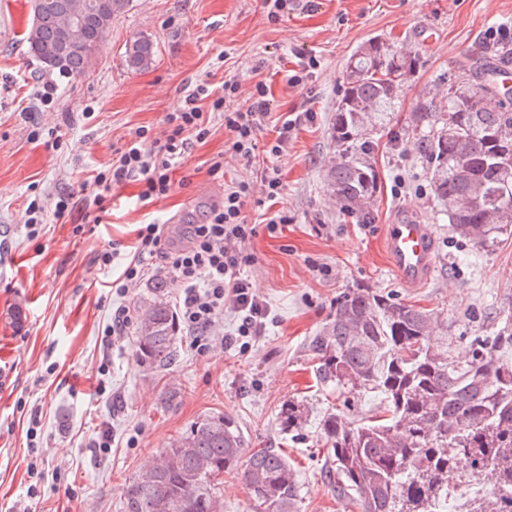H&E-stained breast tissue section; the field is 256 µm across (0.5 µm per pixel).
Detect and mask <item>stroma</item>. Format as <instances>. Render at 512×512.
I'll return each mask as SVG.
<instances>
[{
    "instance_id": "1",
    "label": "stroma",
    "mask_w": 512,
    "mask_h": 512,
    "mask_svg": "<svg viewBox=\"0 0 512 512\" xmlns=\"http://www.w3.org/2000/svg\"><path fill=\"white\" fill-rule=\"evenodd\" d=\"M29 10V0H0V512H123L128 481L192 422L217 414L239 429L244 455L276 448L287 456L300 484L297 512H344L325 478L320 420L341 408L360 423L382 415L385 402L366 393L346 407L319 381L313 341L337 298L364 285L433 310L462 351L471 337L498 330L491 309L512 300V235L478 245L439 219L416 135L379 136L382 192L370 222L329 199L330 128L345 65L376 36L418 56L407 112L420 95L442 96L450 75L512 89V80L494 72L484 37L489 28L512 26V0H288L275 21L261 0H132L88 72L71 78L42 72L29 58ZM137 36L156 46L144 71L124 63L125 46ZM297 73L304 83L289 84ZM201 78L218 95L226 80L236 81L239 107L257 82L270 86L272 122L260 143L274 141L282 116L303 114L287 154L274 160L288 222L274 233L258 224L247 244L253 261L246 273L273 320L243 355L219 347L199 354L188 333H179L175 361L151 368L136 360L135 334L115 342L103 330L119 305L137 315L155 295L174 301L178 287L162 271L127 297L114 296L112 267L101 256L116 244L129 253L136 225L171 233L203 222L223 180L252 177L253 164L228 156L230 135L218 121L204 142L189 146L167 197L141 201L139 183L126 182L108 193L101 223L81 226L58 223L54 204L62 195L85 198L86 181L110 166L138 128L160 136L184 87ZM48 86L54 107L36 111ZM38 123L55 135L31 138ZM221 155L218 180L208 168ZM34 199L44 206V222L32 233L22 213ZM405 212L429 225L435 243L434 270L416 286L397 278L383 248L384 224ZM317 263L329 275L314 271ZM291 401L308 408L293 433L278 419ZM105 432L111 449L104 453L93 443Z\"/></svg>"
}]
</instances>
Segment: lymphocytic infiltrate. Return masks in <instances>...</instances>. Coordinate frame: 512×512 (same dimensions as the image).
Listing matches in <instances>:
<instances>
[{
	"label": "lymphocytic infiltrate",
	"mask_w": 512,
	"mask_h": 512,
	"mask_svg": "<svg viewBox=\"0 0 512 512\" xmlns=\"http://www.w3.org/2000/svg\"><path fill=\"white\" fill-rule=\"evenodd\" d=\"M238 90V84L231 80L225 81L220 96L214 95L206 80L188 85L181 106L167 117L164 138L152 141L147 130H136L110 167L95 175L94 204L102 205L113 184L135 177L143 184L142 201L167 196L173 186L171 175L190 140H205L217 118L223 120L225 130L232 136L230 149L234 155L249 161L262 152L281 156L288 148L293 121H284L277 138L267 149H260L258 134L270 109L267 85L255 84L248 106L227 107V98ZM282 192L278 167L265 166L256 178L225 184L220 203L211 206L205 222L188 225L179 240L170 239L160 225H140L136 230L135 257L112 282L116 294L127 296L151 273L153 260L158 257L180 289L178 321L192 334L198 350H210L212 329L228 309L236 314L238 324L233 333L224 335L225 348L260 336L270 310L266 301L255 294L245 273L252 262L246 245L256 232L245 210L255 195L273 202Z\"/></svg>",
	"instance_id": "1"
}]
</instances>
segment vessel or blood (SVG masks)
<instances>
[{"label":"vessel or blood","instance_id":"1","mask_svg":"<svg viewBox=\"0 0 512 512\" xmlns=\"http://www.w3.org/2000/svg\"><path fill=\"white\" fill-rule=\"evenodd\" d=\"M384 247L398 277L408 285L428 279L434 268V241L428 225L402 215L385 225Z\"/></svg>","mask_w":512,"mask_h":512}]
</instances>
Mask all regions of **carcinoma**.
<instances>
[{"instance_id": "1", "label": "carcinoma", "mask_w": 512, "mask_h": 512, "mask_svg": "<svg viewBox=\"0 0 512 512\" xmlns=\"http://www.w3.org/2000/svg\"><path fill=\"white\" fill-rule=\"evenodd\" d=\"M132 0H30L27 53L48 72L78 77ZM156 50L137 38L126 47L128 69L141 71ZM419 58L386 38H373L349 58L331 140L336 154L327 191L340 210L370 220L380 191L375 137L390 128ZM411 130L423 157L439 214L461 235L484 244L512 230V98L490 84L451 80L447 100L418 98ZM500 328L473 336L456 355L448 322L368 287L336 300L330 322L314 341L319 378L341 395L375 389L389 417L358 425L332 413L322 420L336 496L349 512H434L448 497L461 461L512 495V302L495 308ZM178 324L160 297L143 303L137 361L164 368L176 357ZM293 431L304 419L290 401L279 413ZM242 438L222 415L205 416L170 442L158 462L129 480L124 512H223L218 481L237 468ZM244 479L263 512H295L296 470L275 448L253 453Z\"/></svg>"}]
</instances>
